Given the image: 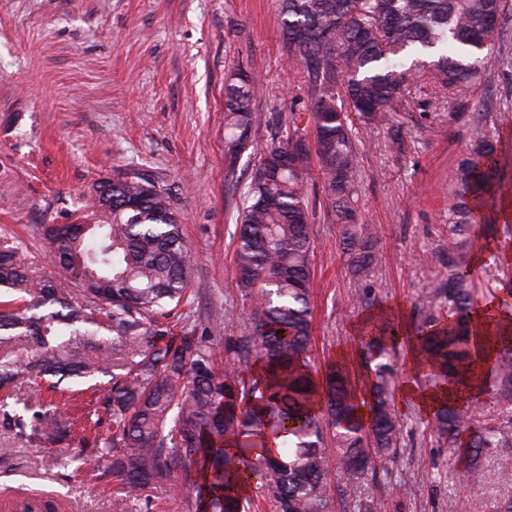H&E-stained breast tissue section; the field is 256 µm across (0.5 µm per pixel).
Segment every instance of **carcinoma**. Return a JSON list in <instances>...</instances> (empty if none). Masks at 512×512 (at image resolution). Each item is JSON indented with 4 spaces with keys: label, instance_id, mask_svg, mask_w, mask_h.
<instances>
[{
    "label": "carcinoma",
    "instance_id": "obj_1",
    "mask_svg": "<svg viewBox=\"0 0 512 512\" xmlns=\"http://www.w3.org/2000/svg\"><path fill=\"white\" fill-rule=\"evenodd\" d=\"M508 0H281L289 60L306 73L309 107L291 112L288 130L266 146L250 176L248 205L236 238L235 267L247 291L249 335L214 336L188 328L193 256L166 189L121 175L98 184L101 218L86 233L45 224L43 235L63 270L61 280H33L13 247L0 241V348L33 344L34 359L0 353V431L44 449L90 451L111 466L95 478L146 504L161 487L197 490V512H253L258 486L277 512H329L331 471L353 493L374 460L400 451L401 424L390 389L405 365L391 359L395 325L371 324L358 353L371 375L370 416L358 412L357 388L338 366L325 379L310 365L311 224L308 160L317 158L322 203L353 272L378 259L377 237L357 219L356 143L350 125L388 120L409 103L410 88L430 83L458 107L485 67L512 77L504 28ZM498 53H493L495 43ZM257 88L241 68L224 84V158L234 169L248 149ZM312 129L313 141L307 140ZM497 144L478 131L454 177L452 222L466 232L494 226L485 209L508 193ZM471 257L448 239V274L419 306L424 326L416 349L440 386L465 389L495 353L492 407L478 413L442 400L433 433L450 447L475 429L457 472L466 483L480 449L501 445L502 428L488 417L512 413V332L475 319ZM185 326L176 336L165 320ZM66 381L97 394L103 416L82 427L22 397L25 385ZM110 427L100 430L102 418ZM280 439L270 449L265 438Z\"/></svg>",
    "mask_w": 512,
    "mask_h": 512
}]
</instances>
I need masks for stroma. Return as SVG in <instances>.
<instances>
[{"instance_id":"stroma-1","label":"stroma","mask_w":512,"mask_h":512,"mask_svg":"<svg viewBox=\"0 0 512 512\" xmlns=\"http://www.w3.org/2000/svg\"><path fill=\"white\" fill-rule=\"evenodd\" d=\"M244 66L259 89L253 145L235 173L224 159V78ZM306 99L305 73L283 43L278 0H0V237L13 241L30 275L60 277L45 224L96 223L101 180L136 172L168 189L194 256V307L243 336L248 300L234 263L237 217L263 148ZM512 83L486 67L460 111L423 85L389 124L357 133L360 218L374 225L379 260L368 277L348 268L319 181L312 216L311 365L325 372L351 343L358 321L385 313L404 329L448 269L452 175L476 131L494 136L512 178ZM479 301L512 308V263L474 266ZM397 459L334 496L332 512H496L512 498L509 444L486 448L467 488L459 462L429 417L398 406ZM402 485V495L391 493ZM195 489L160 488L152 507L95 480L59 449L0 433V512L52 501L59 512H187Z\"/></svg>"}]
</instances>
